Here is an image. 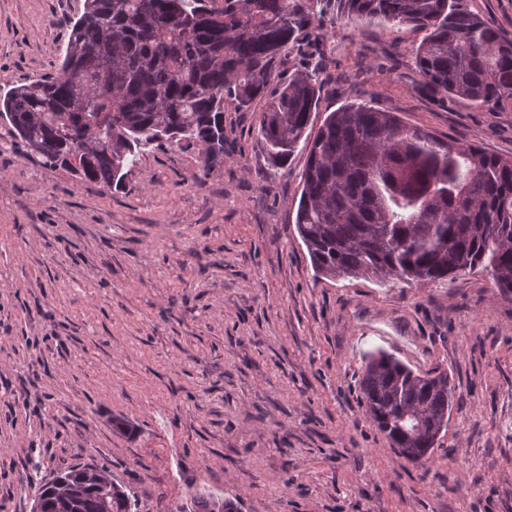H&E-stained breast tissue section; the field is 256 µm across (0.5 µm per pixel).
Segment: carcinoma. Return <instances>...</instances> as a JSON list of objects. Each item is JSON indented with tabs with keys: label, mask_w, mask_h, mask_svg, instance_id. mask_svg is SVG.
<instances>
[{
	"label": "carcinoma",
	"mask_w": 512,
	"mask_h": 512,
	"mask_svg": "<svg viewBox=\"0 0 512 512\" xmlns=\"http://www.w3.org/2000/svg\"><path fill=\"white\" fill-rule=\"evenodd\" d=\"M87 0L71 22L58 72L0 93L14 138L51 167L121 186L140 153L176 143L210 169L224 159L212 137L224 100L266 99L258 135L282 167L305 136L323 81L317 69L282 78L291 43L315 32L299 0ZM364 23L425 31L415 50L422 89L438 100L490 105L512 98V38L472 14L466 0H339ZM296 227L312 267L329 278L447 283L490 273L512 294V158L442 140L366 103L330 113L311 141ZM366 416L412 462L448 430V374L415 373L368 358L360 382ZM46 512H137L102 469L73 466L41 488ZM191 512H240L194 491Z\"/></svg>",
	"instance_id": "carcinoma-1"
}]
</instances>
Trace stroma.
Wrapping results in <instances>:
<instances>
[{"label":"stroma","mask_w":512,"mask_h":512,"mask_svg":"<svg viewBox=\"0 0 512 512\" xmlns=\"http://www.w3.org/2000/svg\"><path fill=\"white\" fill-rule=\"evenodd\" d=\"M85 0H0V88L55 73ZM310 40L330 112L367 102L512 158V98L421 88L410 26L319 0ZM262 102L224 105V160L149 148L119 188L42 166L0 120V512H31L74 465L104 468L139 512L190 490L241 512H512V296L315 276L295 230L308 150L269 164ZM383 350L447 372L456 402L423 463L366 418L358 378Z\"/></svg>","instance_id":"obj_1"}]
</instances>
